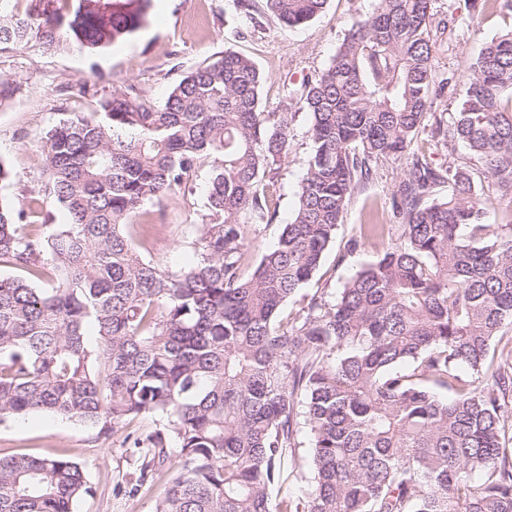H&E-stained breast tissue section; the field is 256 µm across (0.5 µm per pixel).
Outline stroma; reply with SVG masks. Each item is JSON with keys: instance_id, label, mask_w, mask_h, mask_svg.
Segmentation results:
<instances>
[{"instance_id": "stroma-1", "label": "stroma", "mask_w": 512, "mask_h": 512, "mask_svg": "<svg viewBox=\"0 0 512 512\" xmlns=\"http://www.w3.org/2000/svg\"><path fill=\"white\" fill-rule=\"evenodd\" d=\"M374 5L375 0H329L324 12L306 26L284 30L270 18L262 29L249 31L235 0H151L146 24L137 34L92 54L73 45L48 51L31 45L0 50V78L18 85L14 97L0 106V160L15 175L10 185L0 188V195L25 208L28 223L43 224L39 198L44 165L38 157L47 129L65 113L91 111L97 92L132 88L143 97L162 101L180 73L227 49L256 62L265 77L263 106L269 112L279 111L304 81L329 65L345 33ZM434 13V23L453 30L452 35L438 38L436 69L439 76L455 82L467 77L471 62L487 42L512 30V13L502 10L498 0H436ZM308 122L307 114L298 112L293 148L280 168L277 218L250 227L244 271H251L262 253L276 245L281 225L294 211L306 170ZM415 149L434 166L466 163L484 196H494L481 164L462 145H437L424 132ZM406 170L403 158L374 163L371 178L353 195L321 267L288 299L280 320L293 319L312 296L334 299L350 276L376 259L370 245L348 248L361 225H387L391 242H398L400 228L391 212V194ZM206 181V170H199L185 191L148 205L153 224L130 229L134 245L163 270L179 271L194 253L205 211ZM152 425V419L144 418L100 438L79 424L32 414L0 423V455H64L84 463L96 493L81 500L76 512H153L156 496L175 475L179 459L172 455L157 462L153 479L140 481L128 437L135 429Z\"/></svg>"}]
</instances>
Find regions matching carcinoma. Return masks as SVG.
Instances as JSON below:
<instances>
[{"label": "carcinoma", "mask_w": 512, "mask_h": 512, "mask_svg": "<svg viewBox=\"0 0 512 512\" xmlns=\"http://www.w3.org/2000/svg\"><path fill=\"white\" fill-rule=\"evenodd\" d=\"M0 0V46L98 48L132 37L149 0ZM328 0H236L253 29L307 25ZM434 0H376L330 64L302 84L310 150L291 218L243 272L247 225L277 216L274 192L296 113L266 112L264 75L227 49L180 76L160 104L102 94L45 134L43 196L68 220L28 230L0 203V421L46 413L107 436L151 417L133 448L140 480L175 449L154 512H512V226L470 171L412 152L429 130L480 159L512 204V31L485 45L456 86L434 64ZM409 157L392 196L400 242L340 288L278 313L320 267L371 163ZM208 167L197 259L178 273L145 260L127 227ZM438 184L441 200L427 201ZM51 271L58 285L40 288ZM97 343L90 347L87 325ZM448 390L439 397L433 388ZM311 437L307 488L274 494ZM479 473L473 479V473ZM86 466L0 457V512H76Z\"/></svg>", "instance_id": "cac0c4a2"}]
</instances>
